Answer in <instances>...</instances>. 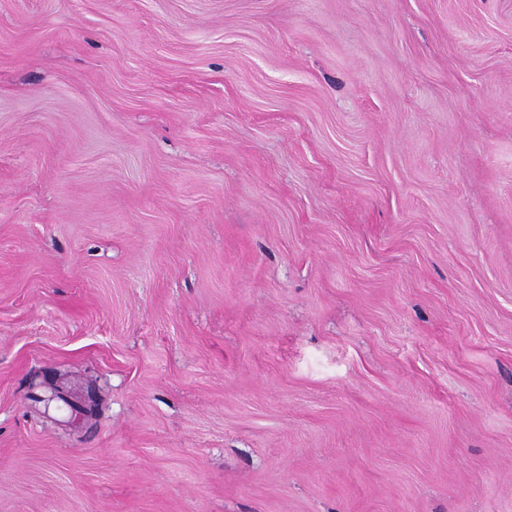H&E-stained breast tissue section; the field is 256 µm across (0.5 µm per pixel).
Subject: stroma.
I'll return each instance as SVG.
<instances>
[{"label":"stroma","mask_w":512,"mask_h":512,"mask_svg":"<svg viewBox=\"0 0 512 512\" xmlns=\"http://www.w3.org/2000/svg\"><path fill=\"white\" fill-rule=\"evenodd\" d=\"M0 512H512V0H0Z\"/></svg>","instance_id":"35a3bbf8"}]
</instances>
